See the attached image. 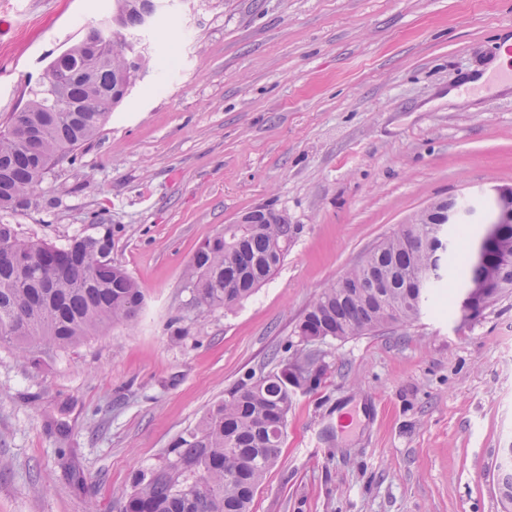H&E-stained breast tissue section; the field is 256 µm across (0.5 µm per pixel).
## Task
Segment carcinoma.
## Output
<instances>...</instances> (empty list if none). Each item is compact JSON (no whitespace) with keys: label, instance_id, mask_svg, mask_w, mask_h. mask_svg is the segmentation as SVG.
Here are the masks:
<instances>
[{"label":"carcinoma","instance_id":"cac0c4a2","mask_svg":"<svg viewBox=\"0 0 512 512\" xmlns=\"http://www.w3.org/2000/svg\"><path fill=\"white\" fill-rule=\"evenodd\" d=\"M143 0H113L112 16L97 28L112 45L95 79L63 87L60 98L80 104L78 112H48L43 85L29 92L23 108L0 124V212L40 209L34 195L53 167L76 162L77 151L100 132L123 97L105 93L120 82L129 57L114 25L132 31L142 26ZM246 232L226 224L203 241L184 271V287L194 308L230 309L252 295L274 274L288 254L299 227L272 209L251 211ZM411 225L379 244L372 273L357 265L345 278L352 287L324 288L311 304L308 323L336 337V330L384 327L383 311H396L402 323L420 317L433 290L443 281L465 284L480 276L472 252L415 250L408 243ZM112 235L78 237L64 245L24 240L11 224L0 223V344L15 348L36 365L40 354L65 349L118 323L132 324L144 304L141 286L112 259ZM502 294L512 293V264L497 268ZM304 380L288 372L247 376L224 401L209 410L187 434L172 443L167 461L136 475L125 512H249L254 493L281 453L293 396ZM204 485L208 494L189 499L187 490Z\"/></svg>","mask_w":512,"mask_h":512}]
</instances>
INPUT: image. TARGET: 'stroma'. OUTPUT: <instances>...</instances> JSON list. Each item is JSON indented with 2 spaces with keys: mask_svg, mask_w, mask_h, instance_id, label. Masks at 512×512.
I'll return each instance as SVG.
<instances>
[{
  "mask_svg": "<svg viewBox=\"0 0 512 512\" xmlns=\"http://www.w3.org/2000/svg\"><path fill=\"white\" fill-rule=\"evenodd\" d=\"M0 121L112 0H0ZM512 0H171L139 30L148 63L76 163L9 216L21 238L112 236L144 289L135 325L22 362L0 345V512H123L248 373L295 353L321 382L292 400L250 512H501L512 446V295L344 340L296 326L327 285L429 204L512 186V91L469 86ZM452 89L461 98H449ZM266 207L301 230L233 309L198 311L195 249Z\"/></svg>",
  "mask_w": 512,
  "mask_h": 512,
  "instance_id": "stroma-1",
  "label": "stroma"
}]
</instances>
